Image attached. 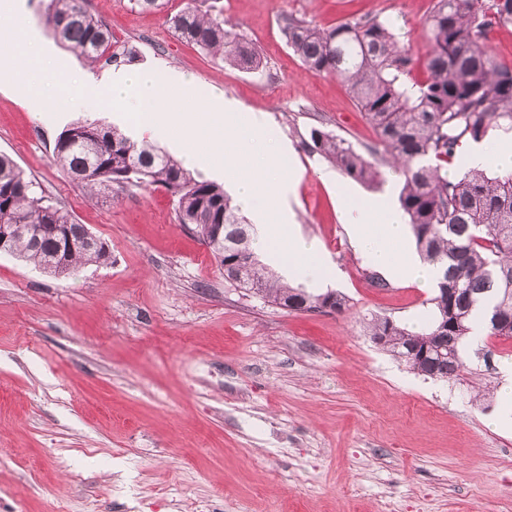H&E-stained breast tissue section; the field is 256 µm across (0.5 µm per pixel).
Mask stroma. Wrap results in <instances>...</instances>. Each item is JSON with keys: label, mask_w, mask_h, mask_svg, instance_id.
<instances>
[{"label": "stroma", "mask_w": 512, "mask_h": 512, "mask_svg": "<svg viewBox=\"0 0 512 512\" xmlns=\"http://www.w3.org/2000/svg\"><path fill=\"white\" fill-rule=\"evenodd\" d=\"M237 24L262 66L239 69L178 39L167 23L188 2ZM48 0H26L30 23L68 65L48 87L69 106L87 74H100L44 20ZM136 66L180 70L198 102L224 93L270 115L302 176L292 203L316 265L337 291L336 313L287 311L232 286L202 236L176 217L172 197L142 185L88 196L53 159L63 126L32 111L0 80V152L105 242L108 263L54 276L0 255V512H512V406L501 400L512 340L464 346L460 379L411 371L376 345L375 317L418 328L433 289L390 281L351 244L339 206L396 202L399 181L368 187L303 145L311 128L353 145L374 140L347 87L307 70L287 45L282 18L323 27L363 14L387 20L426 54L432 0H85Z\"/></svg>", "instance_id": "1"}]
</instances>
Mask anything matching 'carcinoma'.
<instances>
[{
    "label": "carcinoma",
    "mask_w": 512,
    "mask_h": 512,
    "mask_svg": "<svg viewBox=\"0 0 512 512\" xmlns=\"http://www.w3.org/2000/svg\"><path fill=\"white\" fill-rule=\"evenodd\" d=\"M47 18L63 23L53 31L91 63L114 62L134 53L112 44L107 26L83 7V0H49ZM290 48L309 70L335 75L376 133L355 148L332 133L314 128L305 143L344 176L366 186L379 183L383 168L400 177L398 201L408 219L416 250L438 271L430 298L433 319L410 330L377 318L370 335L385 338L381 348L403 359L411 370L431 378L453 379L467 368L463 340L473 334V317L483 313L492 336H512V172L462 168L450 178L448 164L469 141L493 131L512 133V66L498 63L488 47L495 27L512 25V0H433L426 22L429 50L426 77L415 80L418 64L391 24L377 15L352 17L329 28L302 18H283ZM182 41L243 70H256L261 57L233 24L187 6L168 19ZM54 159L92 194L106 186L159 185L174 198L180 223L207 236L206 225H224V259H251L248 278L254 294L282 307L301 300L302 312H319L327 301L336 309L345 297L334 291L313 294L291 288L268 269L253 249V225L245 222L224 187L196 178L180 163L119 128L76 123L54 146ZM74 224L15 161L0 154V225ZM59 231L12 241L8 254L55 275L78 264L108 259L104 242L60 248ZM501 318L497 322L494 317ZM440 337L441 350L421 358L420 343Z\"/></svg>",
    "instance_id": "cac0c4a2"
}]
</instances>
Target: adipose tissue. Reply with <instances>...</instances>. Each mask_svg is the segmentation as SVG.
I'll return each instance as SVG.
<instances>
[{"label": "adipose tissue", "mask_w": 512, "mask_h": 512, "mask_svg": "<svg viewBox=\"0 0 512 512\" xmlns=\"http://www.w3.org/2000/svg\"><path fill=\"white\" fill-rule=\"evenodd\" d=\"M0 26L16 34L10 51L0 53V67L10 69L24 65L33 69L41 62L54 60L43 36L29 23L18 0H11L10 4L0 8ZM54 62L56 69H64L63 61ZM465 160L472 167L512 172V141L499 139L474 144ZM342 210L357 249L375 266L392 276L434 287L438 276L436 269L421 262L405 248L408 232L400 211L373 200L358 206L346 201Z\"/></svg>", "instance_id": "ef3b65f1"}]
</instances>
